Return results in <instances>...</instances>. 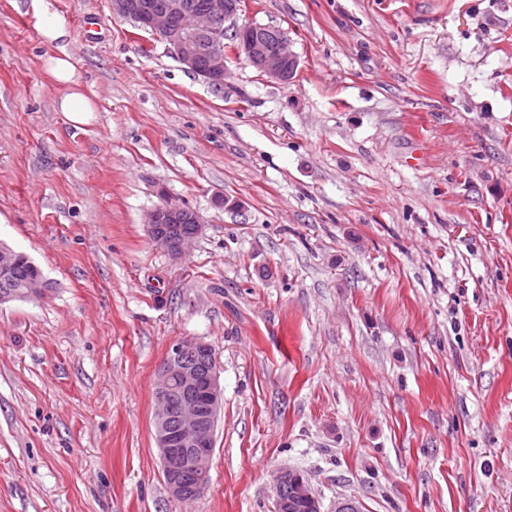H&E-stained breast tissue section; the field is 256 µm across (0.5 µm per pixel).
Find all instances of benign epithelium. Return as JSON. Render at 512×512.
<instances>
[{
    "instance_id": "1",
    "label": "benign epithelium",
    "mask_w": 512,
    "mask_h": 512,
    "mask_svg": "<svg viewBox=\"0 0 512 512\" xmlns=\"http://www.w3.org/2000/svg\"><path fill=\"white\" fill-rule=\"evenodd\" d=\"M112 16L134 19L140 28L158 35L183 68L214 89L224 86L226 48L221 22L231 21L242 0H209L205 10L189 14L183 0H165L153 8L141 0H109ZM231 51L269 78L290 82L297 71V57L279 28L237 31ZM187 222L190 231L170 230ZM199 213L166 200L150 214L151 238L172 257L185 253L202 232ZM213 347L201 340L175 342L157 370L154 440L165 484L179 500L198 497L205 489L214 450V434L223 402ZM321 512L310 493L308 479L299 471L284 470L275 479V512Z\"/></svg>"
}]
</instances>
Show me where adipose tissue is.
Masks as SVG:
<instances>
[{
	"instance_id": "ef3b65f1",
	"label": "adipose tissue",
	"mask_w": 512,
	"mask_h": 512,
	"mask_svg": "<svg viewBox=\"0 0 512 512\" xmlns=\"http://www.w3.org/2000/svg\"><path fill=\"white\" fill-rule=\"evenodd\" d=\"M43 69L60 89L57 110L74 126L89 124L97 107L83 87L71 56L65 52L45 55Z\"/></svg>"
}]
</instances>
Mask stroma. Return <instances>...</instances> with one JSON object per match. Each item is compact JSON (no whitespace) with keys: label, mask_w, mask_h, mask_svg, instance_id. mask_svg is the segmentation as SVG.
<instances>
[{"label":"stroma","mask_w":512,"mask_h":512,"mask_svg":"<svg viewBox=\"0 0 512 512\" xmlns=\"http://www.w3.org/2000/svg\"><path fill=\"white\" fill-rule=\"evenodd\" d=\"M95 94L56 109L44 16ZM298 59L216 90L108 0H0V512H512V0H245ZM224 197L217 207L215 197ZM173 199L181 258L147 231ZM215 350L209 480L169 493L156 371ZM39 37L47 45H57L64 42L68 36V30L63 20L45 16L38 29ZM184 222L191 225L183 224L180 234L170 233L172 228ZM147 224L151 238L174 258L185 253L188 245L198 238L203 228L202 219L196 210H188L183 204L169 199L151 212ZM17 252L22 256L19 257L18 263L14 266L17 258ZM14 266V267H13ZM13 267V269H12ZM10 282L2 287L0 283V294L1 291L10 292L13 295V299L24 298L23 292L26 289L27 283V297H36L42 294L44 291V282L40 279L41 274L39 268L30 260V258L21 251H14L13 249L1 245L0 247V274H8L11 271ZM36 276V277H35ZM35 277V278H34ZM34 278V279H33ZM275 511L298 512L304 508L306 512H321L318 499L309 489L308 479L299 471L284 470L275 479Z\"/></svg>","instance_id":"1"}]
</instances>
